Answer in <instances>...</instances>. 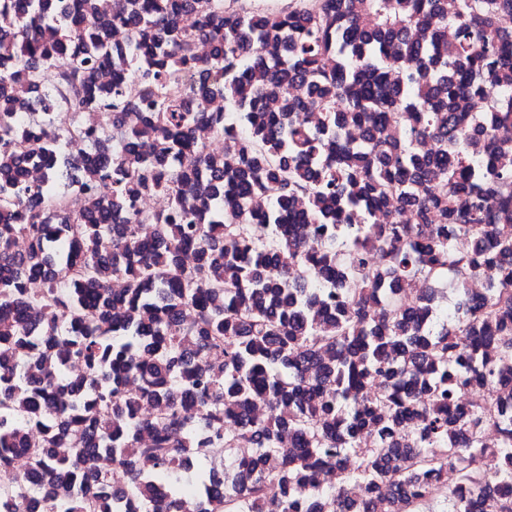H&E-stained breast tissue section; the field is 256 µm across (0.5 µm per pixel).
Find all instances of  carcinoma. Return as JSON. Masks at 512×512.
<instances>
[{
	"mask_svg": "<svg viewBox=\"0 0 512 512\" xmlns=\"http://www.w3.org/2000/svg\"><path fill=\"white\" fill-rule=\"evenodd\" d=\"M96 2L0 0V466L39 482L0 512H369L388 482L386 512H416L448 467V512H512V0L451 19L447 0ZM87 111L101 129L76 158ZM155 194L167 211L136 207ZM444 280L460 300L426 321ZM413 281V308L371 316ZM467 388L488 401L457 405ZM213 448L236 468L224 494Z\"/></svg>",
	"mask_w": 512,
	"mask_h": 512,
	"instance_id": "carcinoma-1",
	"label": "carcinoma"
}]
</instances>
